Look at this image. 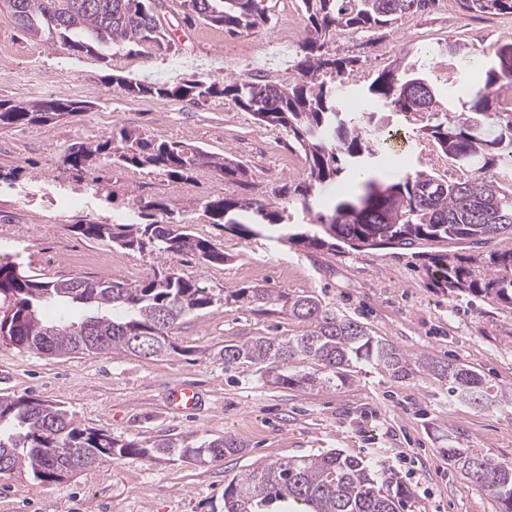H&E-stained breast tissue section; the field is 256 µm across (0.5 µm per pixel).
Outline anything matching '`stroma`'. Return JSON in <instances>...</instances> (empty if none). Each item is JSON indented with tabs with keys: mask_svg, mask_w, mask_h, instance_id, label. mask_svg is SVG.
<instances>
[{
	"mask_svg": "<svg viewBox=\"0 0 512 512\" xmlns=\"http://www.w3.org/2000/svg\"><path fill=\"white\" fill-rule=\"evenodd\" d=\"M273 24L235 36L187 20L180 0H164L161 20L188 29L193 41L171 49L137 48L101 59L71 54L63 45L31 37L0 5V101L38 102L56 97L86 101L81 112L39 125L0 128V259L7 257L55 280L84 273L135 282L158 261L123 252L72 232L75 224L125 222L137 197L160 198L179 211L183 223L221 248L224 264L204 266L174 258L185 276L230 292L252 284L295 295L309 294L337 313L370 324L375 333L412 357L429 355L469 365L493 388L512 390V310L467 293L440 288L428 260L404 249L336 255L281 242L277 232L243 239L210 223L203 203L239 196L238 184L209 168L187 182L157 173L103 165L76 171L63 161L68 146L94 141L127 126L156 141H186L229 153L248 169L249 196L282 202L288 226L307 223L298 200L281 198L282 187L300 182L308 168L285 132L260 125L233 101L213 97L193 104L132 98L116 77L174 85L192 78L258 75L276 83L295 81V47L268 54L279 19L296 15L298 39L308 20L300 0H271ZM512 15H474L435 6L351 39H333L329 52L356 59L343 100L358 102L364 87L394 59L416 63L450 109L462 111V84H479L484 69L458 72L448 42L474 47L490 61L499 32ZM404 135L402 166L372 171L381 184L390 176L436 170L434 156L421 153L413 125L389 119ZM293 155L295 167L280 164ZM306 323L271 313L252 314L227 306L185 317L172 331L183 354L145 359L124 354L48 356L0 344V396L30 395L59 402L78 423L107 430L114 438H175L190 445L222 437L242 440V453L223 461L109 459L60 483L43 485L24 475L0 479V512H221L226 477L271 460L331 449L351 456L375 455L410 489L411 512H497V503L467 484L448 464V447L475 448L512 462V414L475 409L452 401L443 382L418 372L405 383L365 365L347 381L309 388H281L258 365L230 366L214 358L225 342L253 336H294ZM189 383L203 397L197 409L174 414L168 388Z\"/></svg>",
	"mask_w": 512,
	"mask_h": 512,
	"instance_id": "35a3bbf8",
	"label": "stroma"
}]
</instances>
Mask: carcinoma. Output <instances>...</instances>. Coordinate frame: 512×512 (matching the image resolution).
Wrapping results in <instances>:
<instances>
[{"instance_id": "carcinoma-1", "label": "carcinoma", "mask_w": 512, "mask_h": 512, "mask_svg": "<svg viewBox=\"0 0 512 512\" xmlns=\"http://www.w3.org/2000/svg\"><path fill=\"white\" fill-rule=\"evenodd\" d=\"M16 25L34 37L58 40L73 53L105 58L129 47L169 44L158 9L162 0H4ZM437 0H301L309 35L300 46L298 77L278 84L257 76L230 75L222 80H192L175 86L145 84L115 77L130 96L198 104L215 96L233 100L261 124L288 134L308 161L306 177L284 194H293L312 211L318 195L336 192V179L360 173L372 159L390 150L384 134L385 113L412 120L453 165L467 174L446 180L418 171L383 186L373 179L361 191L336 200L328 213L318 212L311 232L281 233L292 246L336 252L339 244L357 252L388 246L417 249L462 242L496 240L501 248L486 258H467L448 251L430 254L429 270L443 288L481 295L512 309V110L493 108V88L512 80V63L504 65L502 44L485 71L484 82L468 88L466 112L443 108L433 85L418 89L408 77L412 66L397 59L368 84L362 108L340 105V88L356 60L326 51L342 28L363 31L390 24L404 15L423 13ZM469 13L512 14V0H458ZM185 17L229 34H240L270 22L267 0H181ZM463 69L478 64L465 43H448ZM84 101L55 98L39 103H0V125L38 124L73 115ZM63 162L77 171L102 164L149 170L173 183L192 179L209 167L237 183L244 194L206 202L203 212L214 224L250 238L261 229L282 225L279 207L247 194V169L230 155L207 152L184 141L157 142L144 132L122 127L99 140L70 145ZM136 220L127 224H73L71 231L127 253L164 259L192 256L204 266L224 264V251L195 233L190 224H165L155 213L173 214L158 199L132 200ZM61 303L79 304L91 313L43 319V312ZM234 305L257 315L277 312L308 323L297 336H255L226 343L214 357L230 365L241 360L266 366L274 384L315 387L331 377L348 380L362 365L397 382L413 377L414 368L448 384V394L475 408L512 404V394L486 386L463 363L434 357L416 362L372 327L322 305L313 295L279 293L260 284L238 288H206L163 263L144 280L130 283L91 274L45 281L15 262H0V342L52 356L120 353L140 358L181 354L169 338L188 315ZM68 327L69 336H46L43 330ZM298 356L311 358L327 375L301 372ZM233 436L205 440L197 446L176 439L153 442L119 440L103 429L85 427L54 402L32 397H0V475L28 473L40 484H52L91 470L105 459H186L219 462L242 451ZM448 464L471 485L496 499L500 512H512V464L495 462L475 448L448 447ZM410 491L400 480L369 461L330 451L277 460L224 480V512H406Z\"/></svg>"}]
</instances>
